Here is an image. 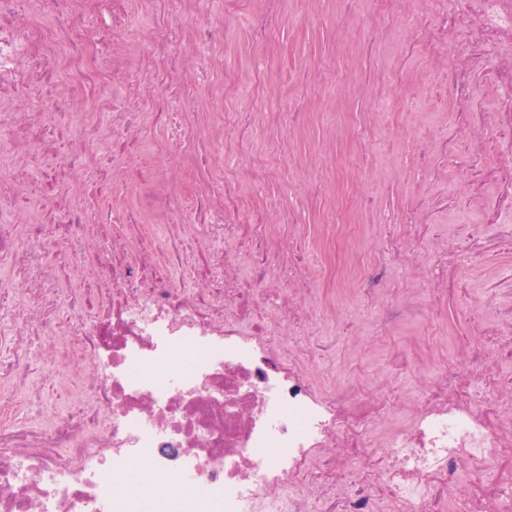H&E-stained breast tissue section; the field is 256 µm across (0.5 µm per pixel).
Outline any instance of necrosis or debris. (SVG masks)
I'll list each match as a JSON object with an SVG mask.
<instances>
[{
	"mask_svg": "<svg viewBox=\"0 0 512 512\" xmlns=\"http://www.w3.org/2000/svg\"><path fill=\"white\" fill-rule=\"evenodd\" d=\"M86 2L0 0V512H123L116 479L135 461L171 479L139 483L147 512H446L456 489L466 512H512V377L496 370L512 315L484 301L482 336L448 366L420 362L412 396L322 393L286 342L311 325L298 242H261L241 274L227 244L258 238L259 220L216 185L173 204L167 165L110 161L147 113L181 128L166 102L224 42L209 0H106L92 16ZM443 41L458 56L449 93L467 103L490 81L512 142V0H451L423 49ZM105 171L133 209L95 204ZM495 181L496 234L435 236L444 278L430 301L404 299L406 316H441L451 272L512 245V146ZM52 401L64 414L33 419Z\"/></svg>",
	"mask_w": 512,
	"mask_h": 512,
	"instance_id": "4bbe7bcc",
	"label": "necrosis or debris"
}]
</instances>
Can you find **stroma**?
Wrapping results in <instances>:
<instances>
[{
  "label": "stroma",
  "mask_w": 512,
  "mask_h": 512,
  "mask_svg": "<svg viewBox=\"0 0 512 512\" xmlns=\"http://www.w3.org/2000/svg\"><path fill=\"white\" fill-rule=\"evenodd\" d=\"M212 10L224 22L223 71L209 79H190L191 99L185 110L194 148L169 138L163 117L151 113L128 159L131 166L155 164L159 153H167L179 174L172 185L176 199L191 203V190L205 184L194 158L212 148L206 130L220 93L224 136H243L246 149L225 153L213 175L235 184L248 213L261 212L266 200L283 197L299 217L295 224H271L273 246L284 248L289 239L302 237L311 265L332 258L339 264L371 266L384 260L379 238L400 233L395 219L408 212L420 224H446L452 235L495 232V225L485 221V206L497 185L487 173L470 169L468 154L475 131H482L486 166L496 165V89L478 83L475 102L483 124L475 126L471 113L461 111L448 93L452 58L406 54L408 42L423 36L421 28L407 26V18L443 16L448 0H399L386 23L352 10L346 0H277L273 5L240 0L229 12L224 0H212ZM262 13L271 19L270 34L258 43L251 24L253 16ZM298 105L309 117L292 131L287 114ZM259 165L273 174L257 182L249 171ZM369 182L377 186L370 207L379 223L353 213V222L361 226L359 237L327 256L321 198ZM456 286L458 293L449 301L444 321L384 324L376 307L359 305L351 290H338L332 279L319 281L310 337L333 335L338 317L352 320L357 328L356 335L342 337L332 352L316 361L314 371L323 389L352 379L370 390L384 383L418 389L419 371H395L393 353L405 347L416 355L436 351L454 359L460 339L476 335L477 308L487 291L512 305V246L487 260L462 264Z\"/></svg>",
  "instance_id": "35a3bbf8"
}]
</instances>
